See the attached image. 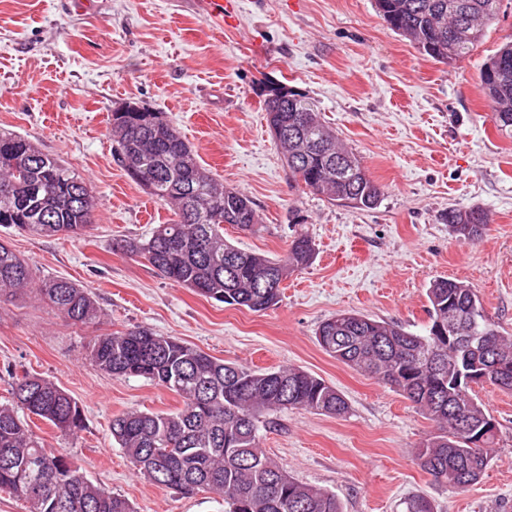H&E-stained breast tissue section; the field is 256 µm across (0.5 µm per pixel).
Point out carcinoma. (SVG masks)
I'll return each mask as SVG.
<instances>
[{
    "mask_svg": "<svg viewBox=\"0 0 512 512\" xmlns=\"http://www.w3.org/2000/svg\"><path fill=\"white\" fill-rule=\"evenodd\" d=\"M503 0H376L378 13L396 33L448 66L468 56L485 29L498 20ZM480 85L497 131L512 136V41L484 63ZM269 127L288 131L282 148L300 152L288 164L290 178L329 201L372 209L383 195L357 156L321 119L317 103L300 92L264 100ZM112 137L122 168L152 197L171 205L175 219L147 241L122 240L114 249L145 259L162 277L218 303L262 312L275 305L281 284L307 267L312 240L294 237L285 258L246 251L224 240V225L242 231L259 223L251 199L224 186L161 112L112 113ZM0 226L33 236H78L96 211L93 189L57 158L15 132L0 131ZM446 221L464 240L488 231L479 208L453 209ZM34 283L28 262L0 242V298ZM38 293L72 325L101 320L91 293L65 279L39 283ZM431 325L486 336L485 343L456 352L448 335H424L394 321L352 312L323 321L321 349L358 373L390 386L431 420L437 433L419 448L420 466L443 486L477 483L493 458L496 431L479 442L462 432L491 419L464 387L474 365L496 359L512 364V336L484 313L476 289L437 278L427 288ZM92 366L114 377H142L176 393L182 406L169 412L130 411L112 419V438L133 469L152 483L183 493L219 491L226 512H342L336 495L304 484L266 454L257 422L264 412L305 409L343 416L349 404L335 386L294 367L254 369L225 362L145 326L97 337ZM12 402L0 404V490L28 505V512H134L131 504L90 479L74 484L75 463L46 450L19 416L23 411L73 434L84 426L78 402L55 383L23 373L11 385Z\"/></svg>",
    "mask_w": 512,
    "mask_h": 512,
    "instance_id": "1",
    "label": "carcinoma"
}]
</instances>
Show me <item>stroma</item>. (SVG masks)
<instances>
[{"label":"stroma","instance_id":"obj_1","mask_svg":"<svg viewBox=\"0 0 512 512\" xmlns=\"http://www.w3.org/2000/svg\"><path fill=\"white\" fill-rule=\"evenodd\" d=\"M512 40V0L465 59L448 66L392 31L375 0H238L216 20L202 0H0V129L20 133L91 184L95 219L77 237H33L0 227V239L36 279L88 288L97 325L66 323L33 289L0 299V403L13 376L41 375L75 398L85 427L74 435L30 417L46 448L69 456L134 512H224L222 497L159 487L133 471L110 433L125 412H168L175 393L92 367L95 336L145 326L209 355L260 368L294 366L336 387L345 416L304 409L262 414V449L300 482L335 493L343 512H406L421 495L434 512H512V393H472L498 423L496 453L461 491L433 482L416 458L435 431L399 392L326 354L316 330L340 311L429 324L426 290L438 277L476 288L489 319L512 334V138L490 120L482 65ZM285 83L313 98L322 119L383 188L355 209L297 186L270 134L264 99ZM135 102L163 113L202 165L242 190L260 218L253 231L225 225L242 249L284 257L307 234L312 263L256 313L207 300L114 250L149 239L173 219L169 205L118 165L114 109ZM480 208L477 242L444 216Z\"/></svg>","mask_w":512,"mask_h":512}]
</instances>
